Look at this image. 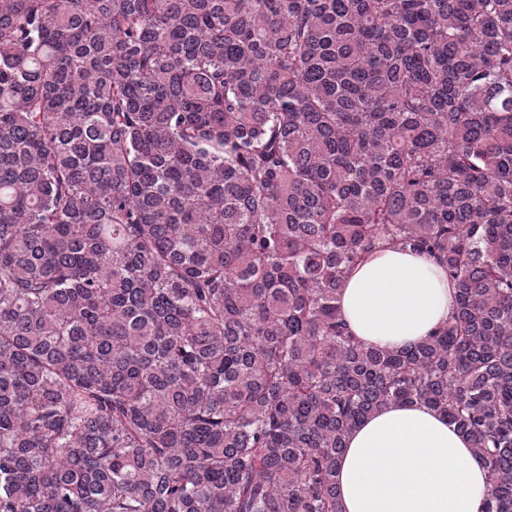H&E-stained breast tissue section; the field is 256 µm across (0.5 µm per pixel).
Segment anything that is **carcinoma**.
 Wrapping results in <instances>:
<instances>
[{"label": "carcinoma", "mask_w": 512, "mask_h": 512, "mask_svg": "<svg viewBox=\"0 0 512 512\" xmlns=\"http://www.w3.org/2000/svg\"><path fill=\"white\" fill-rule=\"evenodd\" d=\"M383 243L456 290L401 350ZM392 402L512 512V0H0V512H339ZM338 304L362 342L397 350L448 322L455 289L434 260L386 247L347 275Z\"/></svg>", "instance_id": "cac0c4a2"}]
</instances>
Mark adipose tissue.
<instances>
[{
    "label": "adipose tissue",
    "mask_w": 512,
    "mask_h": 512,
    "mask_svg": "<svg viewBox=\"0 0 512 512\" xmlns=\"http://www.w3.org/2000/svg\"><path fill=\"white\" fill-rule=\"evenodd\" d=\"M339 306L362 342L397 350L447 322L455 290L434 260L386 247L347 275ZM336 483L342 512H480L489 488L466 436L422 403L386 405L359 425Z\"/></svg>",
    "instance_id": "obj_1"
}]
</instances>
